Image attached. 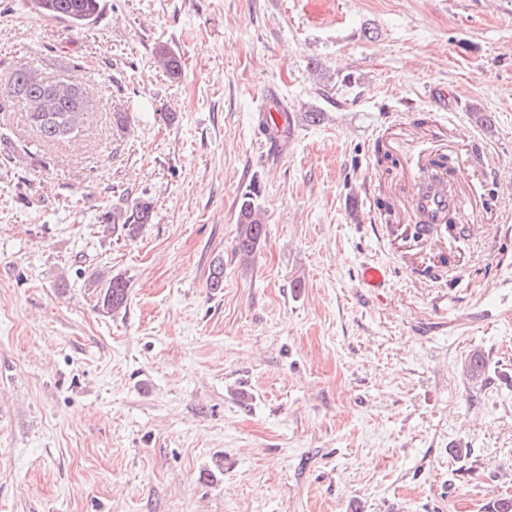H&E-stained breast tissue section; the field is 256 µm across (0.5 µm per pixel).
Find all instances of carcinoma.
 Returning a JSON list of instances; mask_svg holds the SVG:
<instances>
[{
  "label": "carcinoma",
  "mask_w": 512,
  "mask_h": 512,
  "mask_svg": "<svg viewBox=\"0 0 512 512\" xmlns=\"http://www.w3.org/2000/svg\"><path fill=\"white\" fill-rule=\"evenodd\" d=\"M36 12L47 18L65 21L81 28L97 21L102 12L101 0H33ZM158 62L164 72L177 79L182 72V58L166 47L157 51ZM12 96L22 102L30 127L46 143L63 142L79 134L85 125V116L92 109V101L85 99L76 106L70 85L38 78L28 65L17 67L11 77ZM154 204L148 198H137L130 206H115L103 218L104 231L134 239L151 223ZM236 250L249 256L267 236V225L253 195L243 197L239 207ZM91 286L99 289L98 309L109 314L120 310L129 296L128 280L121 274L104 278L95 276ZM467 376L475 381L486 374L485 357L481 350L471 351L464 363Z\"/></svg>",
  "instance_id": "cac0c4a2"
}]
</instances>
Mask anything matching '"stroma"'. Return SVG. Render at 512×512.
I'll use <instances>...</instances> for the list:
<instances>
[{"label":"stroma","mask_w":512,"mask_h":512,"mask_svg":"<svg viewBox=\"0 0 512 512\" xmlns=\"http://www.w3.org/2000/svg\"><path fill=\"white\" fill-rule=\"evenodd\" d=\"M27 62L86 88L76 137L27 125L9 89ZM510 88L512 0H105L80 29L0 0V512L512 496ZM445 142L483 159L474 209L426 237L406 189ZM249 192L268 233L244 256ZM143 195V233H105ZM368 264L383 287L363 285ZM99 273L128 280L126 310L98 311ZM475 348L482 382L463 368Z\"/></svg>","instance_id":"35a3bbf8"}]
</instances>
